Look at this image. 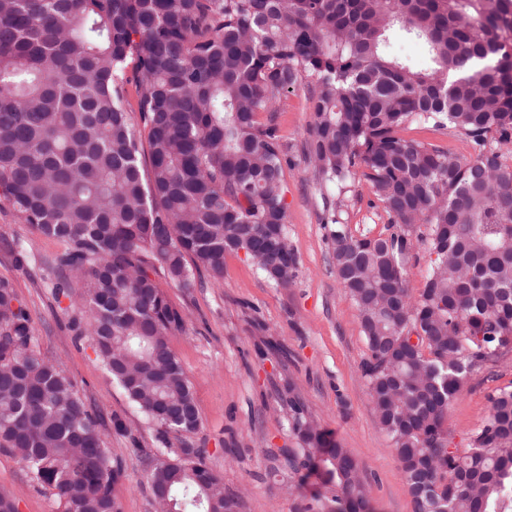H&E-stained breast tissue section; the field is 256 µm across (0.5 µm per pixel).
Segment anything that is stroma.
I'll return each instance as SVG.
<instances>
[{
	"label": "stroma",
	"instance_id": "35a3bbf8",
	"mask_svg": "<svg viewBox=\"0 0 512 512\" xmlns=\"http://www.w3.org/2000/svg\"><path fill=\"white\" fill-rule=\"evenodd\" d=\"M313 121L310 94L297 87L282 100L277 125L288 147L283 185L286 234L297 256L296 276L282 288L270 282L244 253L224 259V276L194 274L192 288L174 287L163 273L154 279L184 318L171 347L192 386L201 417L197 432L160 437L113 382L89 337H77L69 314L53 295L57 273L49 264L58 241L37 233L0 201V277L10 280L35 328V349L73 378L86 406L102 417L101 430L125 476L112 488L121 512H154L142 486L144 454L161 448H204L208 467L227 490L241 494L243 512H293L299 497L321 490L317 472L305 481L288 475L287 462L270 473L268 453L296 448L289 397L300 399L330 440L360 462L372 512H412L411 497L391 442L380 429L361 375L367 353L356 308L340 287L323 224L327 204L353 235L375 237L388 216L366 183L338 186L314 175L306 161ZM402 137L447 147L470 160V140L453 128L413 123ZM512 390V349L468 376L448 409L453 447H469L489 414L492 392ZM0 491L18 512H57L51 488L35 485L18 458L0 448Z\"/></svg>",
	"mask_w": 512,
	"mask_h": 512
}]
</instances>
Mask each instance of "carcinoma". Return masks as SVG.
Returning a JSON list of instances; mask_svg holds the SVG:
<instances>
[{
    "mask_svg": "<svg viewBox=\"0 0 512 512\" xmlns=\"http://www.w3.org/2000/svg\"><path fill=\"white\" fill-rule=\"evenodd\" d=\"M421 43L423 65L394 51ZM135 83L137 120L126 108ZM310 90L306 154L315 175L363 181L386 233L325 223L340 287L358 313L361 370L413 512H512V391L471 447H450L448 406L468 375L512 348V0H0V201L62 244L54 296L131 402L163 431L201 418L171 348L184 319L151 272L177 288L224 277L245 250L289 285L288 151L275 113ZM267 114L266 121L259 115ZM417 122L472 142L464 161L400 136ZM148 145L149 167L140 151ZM429 256L413 298L408 268ZM421 334L417 347L404 342ZM34 326L0 279V448L56 491L60 512H120L124 476L75 382L33 347ZM304 447L330 491L295 512H369L363 470L291 400ZM159 512H228L240 495L199 448L175 466L148 458Z\"/></svg>",
    "mask_w": 512,
    "mask_h": 512,
    "instance_id": "cac0c4a2",
    "label": "carcinoma"
}]
</instances>
